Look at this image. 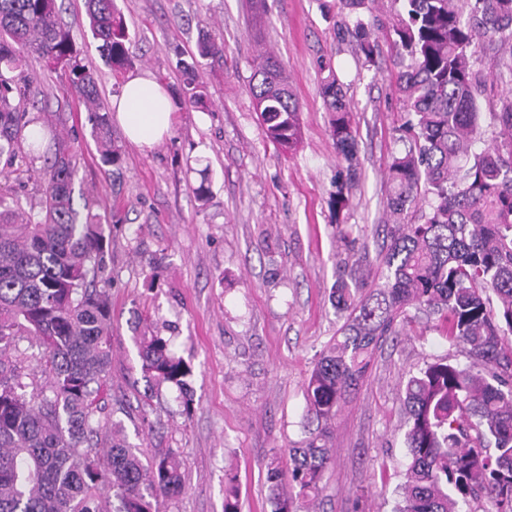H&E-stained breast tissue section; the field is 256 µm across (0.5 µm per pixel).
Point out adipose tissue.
<instances>
[{
  "instance_id": "obj_1",
  "label": "adipose tissue",
  "mask_w": 512,
  "mask_h": 512,
  "mask_svg": "<svg viewBox=\"0 0 512 512\" xmlns=\"http://www.w3.org/2000/svg\"><path fill=\"white\" fill-rule=\"evenodd\" d=\"M114 104L116 117L134 145L150 148L169 135L173 126L171 100L151 74L127 76Z\"/></svg>"
}]
</instances>
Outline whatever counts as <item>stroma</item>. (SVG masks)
<instances>
[{
  "instance_id": "obj_1",
  "label": "stroma",
  "mask_w": 512,
  "mask_h": 512,
  "mask_svg": "<svg viewBox=\"0 0 512 512\" xmlns=\"http://www.w3.org/2000/svg\"><path fill=\"white\" fill-rule=\"evenodd\" d=\"M132 41L131 73L154 76L170 96L184 77L178 54L207 37L224 58L207 62L198 80L205 108L175 110L159 145L130 143L119 122L115 165L101 162L84 107L67 100L66 79L39 58L28 61L46 98L29 110L42 145L61 135L78 161L74 200L89 198L106 225L104 275L112 303L111 391L106 412L145 455H177L183 492L167 512H224V486L234 481L241 512H272L265 464L273 451L307 436L305 382L317 354L344 323L332 304L337 280L372 288L366 278L386 245L382 221L389 194L385 167L402 150L395 129L405 117L391 83L398 70L389 30L399 0H265L253 16L247 0H117ZM380 20L377 54L366 62L350 30ZM101 99L111 105L113 77L89 30L85 0H66L61 14ZM282 60L300 103L302 138L291 150L268 140L248 89L257 47ZM486 80L481 97L485 141L497 137L493 114L512 95L490 53L475 55ZM335 71L353 110L359 179L347 208L330 201L342 165L319 95ZM209 189L199 201L198 186ZM168 339L190 363L191 406L162 387L145 400L135 338ZM470 363L468 350L417 314L408 333L386 341L333 426V458L309 512H391L393 492L409 463L404 445L403 387L424 363Z\"/></svg>"
}]
</instances>
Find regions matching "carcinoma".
<instances>
[{
  "instance_id": "cac0c4a2",
  "label": "carcinoma",
  "mask_w": 512,
  "mask_h": 512,
  "mask_svg": "<svg viewBox=\"0 0 512 512\" xmlns=\"http://www.w3.org/2000/svg\"><path fill=\"white\" fill-rule=\"evenodd\" d=\"M402 0L394 28L400 58L396 87L407 119V149L387 164L389 244L376 258L380 283L362 293L339 281L336 310L348 312L315 362L306 386V419L314 432L280 448L266 464L273 512H300L318 494L331 460V423L367 377L375 351L406 335L412 308L445 326L469 347L470 364H425L405 386V444L410 463L393 512H462L487 491L491 512H512V98L493 113L498 137L482 140L478 100L485 80L470 64L482 48L512 74V0ZM92 37L112 71L130 64V32L116 0H86ZM60 0H0V156L12 171L35 175L42 195L26 211L0 193V512H160L183 489L171 452L144 461L119 434L99 457L102 406L112 362V309L101 273L106 236L91 206H75L76 158L57 142L43 168L30 140L25 75L31 56L61 66L66 92L110 140L108 111L97 79L61 27ZM358 51L368 62L375 28L357 24ZM224 56L202 39L198 54L177 58L186 77L179 105L201 108L195 74L205 59ZM14 73L7 77L3 71ZM269 140L292 148L301 139L299 102L284 67L263 51L250 78ZM330 136L346 164L336 186V212L348 206L356 179L357 143L350 107L334 73L322 81ZM28 342V351L19 344ZM147 388L167 384L189 405L192 367L167 339L136 337ZM35 360L45 383L32 392L17 355ZM224 512H240L239 492L224 488Z\"/></svg>"
}]
</instances>
